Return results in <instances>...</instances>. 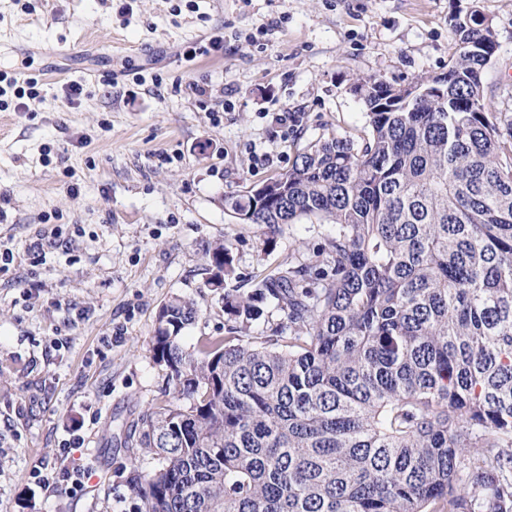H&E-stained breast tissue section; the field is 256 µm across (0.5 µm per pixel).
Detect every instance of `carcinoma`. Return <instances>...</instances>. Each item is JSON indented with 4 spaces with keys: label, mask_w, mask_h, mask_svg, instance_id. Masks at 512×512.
Wrapping results in <instances>:
<instances>
[{
    "label": "carcinoma",
    "mask_w": 512,
    "mask_h": 512,
    "mask_svg": "<svg viewBox=\"0 0 512 512\" xmlns=\"http://www.w3.org/2000/svg\"><path fill=\"white\" fill-rule=\"evenodd\" d=\"M493 27L459 20L448 69L355 80L366 125L296 145L284 192L224 196L263 234L316 218L306 257L224 293L187 348L174 297L151 339L170 400L137 418L136 512H512V126L487 111ZM209 285L234 273L209 253ZM273 302L287 323L251 324Z\"/></svg>",
    "instance_id": "1"
}]
</instances>
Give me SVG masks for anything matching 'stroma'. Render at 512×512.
Returning a JSON list of instances; mask_svg holds the SVG:
<instances>
[{"label": "stroma", "mask_w": 512, "mask_h": 512, "mask_svg": "<svg viewBox=\"0 0 512 512\" xmlns=\"http://www.w3.org/2000/svg\"><path fill=\"white\" fill-rule=\"evenodd\" d=\"M475 10L497 41L486 102L512 113V0H0V70L28 60L40 89L0 111V512H133L129 467L155 461L119 426L164 399L159 308L195 304L186 346L223 335L215 243L248 288L335 230L269 242L225 194L288 171L297 140L362 128L356 79L444 72ZM43 467L85 478L48 488ZM232 262L231 243L227 240H224V244H217L209 253V264L214 273L208 283L212 288H224L226 279L234 273Z\"/></svg>", "instance_id": "stroma-1"}]
</instances>
